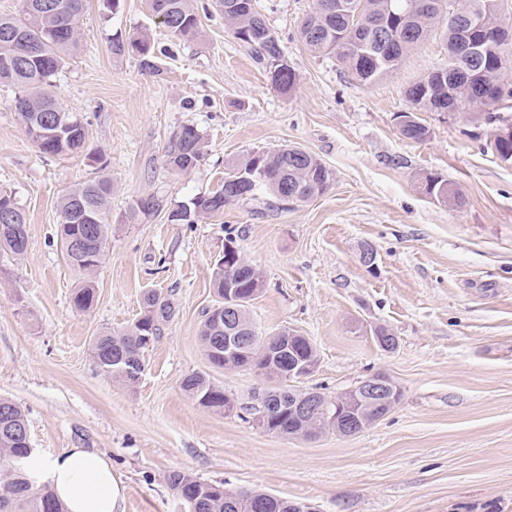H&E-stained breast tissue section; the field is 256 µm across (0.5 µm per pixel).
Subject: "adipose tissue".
<instances>
[{
	"instance_id": "obj_1",
	"label": "adipose tissue",
	"mask_w": 512,
	"mask_h": 512,
	"mask_svg": "<svg viewBox=\"0 0 512 512\" xmlns=\"http://www.w3.org/2000/svg\"><path fill=\"white\" fill-rule=\"evenodd\" d=\"M33 473H48L67 512H116L121 489L111 463L97 452L71 448L62 454L31 456Z\"/></svg>"
}]
</instances>
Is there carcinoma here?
<instances>
[{
    "label": "carcinoma",
    "instance_id": "1",
    "mask_svg": "<svg viewBox=\"0 0 512 512\" xmlns=\"http://www.w3.org/2000/svg\"><path fill=\"white\" fill-rule=\"evenodd\" d=\"M39 0H20L17 13L0 15V74L10 76L8 84L19 89L17 102L25 132L47 156H63L79 152L85 143L83 120L65 111L56 92V78L67 58L78 48V22L86 0H49L51 8L43 13L35 10ZM332 0H314V6L303 20L300 37L308 48L319 54H333L348 74L358 83L370 86L386 77L403 57L433 31L443 35L448 56L459 50L462 40L457 19L474 16L487 25L499 23L502 0H457L456 7L448 0H433L435 7L417 12L407 22V9L419 0H367L371 15L369 23L396 22L410 24L411 37L385 49L379 45L368 50L352 36L356 26V11L362 0H341L343 12L332 13L328 3ZM257 0H221L224 23L235 39L249 49L259 63L266 66L271 82L282 92H289L296 82V72L283 58L279 40L267 26L256 8ZM154 16H163L160 24L173 35L193 40L198 36V18L193 0H150ZM139 46L140 62L146 69L154 68L150 38L143 32L117 41L112 51L121 55L126 43ZM508 41L487 42L484 45L482 69L488 79L480 86L490 106L512 99V57L504 54ZM477 93L470 72L440 74L435 69L412 83L406 97L409 113L436 112L443 108L451 112L473 104ZM205 156V142L199 130L190 125L179 128L171 137L166 151L167 164L178 172L193 171ZM333 172L317 156L295 146H284L269 152H258L245 158L234 174L224 178V185L207 195L195 197L169 214L173 222L192 224L201 215L217 213L230 202L255 196L261 189L286 202L293 195L307 200L328 189ZM426 192L442 203L462 206L461 189L441 176L425 178ZM112 197V179L100 176L63 195L58 202L60 220L58 240L69 264L84 272L99 266L105 253L110 224L109 202ZM85 240L88 252L70 249L72 238ZM27 249V243H17L12 230L0 227V252L18 256ZM237 293L234 306L241 320L251 323L250 302L255 292L251 270L243 269L235 278ZM95 301V288L87 281L76 288L71 296L75 309L89 310ZM175 316L170 299L149 290L142 297L139 316L118 333L105 331L92 340V353L104 373L129 384L136 383L143 370L144 351L150 347L146 337L157 341L163 327ZM199 336L209 362L224 370L249 369L263 376L267 385L263 390L277 393L283 404L272 416L271 433L295 438L300 421L288 405L287 373L290 357L303 363L317 358L313 342L306 336L278 339L254 331L256 345L251 355L230 360L224 357V324H218L204 315ZM123 358L133 368L119 371L112 359ZM183 391L204 409L215 414L224 413V388L203 373H192L181 382ZM28 431L24 410L15 402L0 398V512H66L55 496L50 484L34 480L26 467L16 461H26L32 452L25 443ZM168 481L176 497L188 499V512H255V503L265 496L260 490H232L208 483L190 473L174 471Z\"/></svg>",
    "mask_w": 512,
    "mask_h": 512
}]
</instances>
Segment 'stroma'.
<instances>
[{"mask_svg":"<svg viewBox=\"0 0 512 512\" xmlns=\"http://www.w3.org/2000/svg\"><path fill=\"white\" fill-rule=\"evenodd\" d=\"M196 4L201 36L184 40L147 0L113 10L88 0L80 48L56 81L63 108L84 121L80 153L40 154L15 88L0 85V193L12 194L28 228L24 256H0V397L25 410L35 451L105 454L122 512H184L168 484L179 470L316 512H512V163L493 150L491 109L419 112L427 139H405L397 116L408 86L448 63L439 33L367 87L302 41L313 0H258L296 71L284 93L225 26L218 0ZM136 31L151 38L156 72L112 51L113 38ZM184 125L207 147L181 174L165 154ZM287 144L332 170L324 193L284 203L261 191L193 224L170 221L219 189L237 161ZM431 173L459 186L462 206L430 198ZM99 175L112 180V224L94 306L82 312L71 304L79 279L56 237L57 205ZM146 197L158 212L130 219ZM228 235L264 277L249 307L260 331L289 327L316 346L304 387L333 397L383 371L403 391L388 415L351 437L284 438L183 392L196 372L242 403L264 383L212 367L198 336ZM150 289L176 312L129 385L100 370L91 343L133 322ZM377 326L397 336L395 351L376 344Z\"/></svg>","mask_w":512,"mask_h":512,"instance_id":"obj_1","label":"stroma"}]
</instances>
